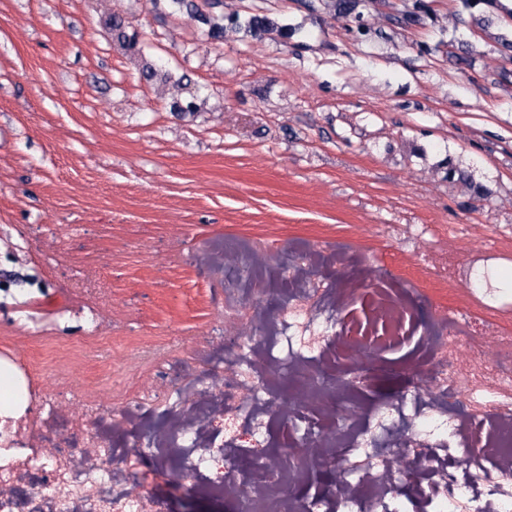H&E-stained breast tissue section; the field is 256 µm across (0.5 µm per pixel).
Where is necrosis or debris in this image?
Listing matches in <instances>:
<instances>
[{
    "mask_svg": "<svg viewBox=\"0 0 512 512\" xmlns=\"http://www.w3.org/2000/svg\"><path fill=\"white\" fill-rule=\"evenodd\" d=\"M340 263L320 249L298 251L289 274L276 282L292 302L288 314L261 334L226 342L207 381H186L182 364L169 360L184 341L128 349L124 363L156 366L154 394L127 391L109 378L76 381L87 362L112 361V323L100 293L85 289L96 326L53 355L49 385H41L35 360L36 351L49 346L46 337H27L23 355L5 361L20 395L0 411V447L9 452L0 464V512H167L156 495L131 491L126 460L109 442L113 434L150 448L157 467L177 461L194 491L228 496L238 512H512V336L491 322L451 311L426 323L430 355L390 406L400 415L413 411L414 426L395 436L386 414L377 413L385 436L377 462L364 460V435L335 442L337 353L369 335L396 340L404 318L402 304L382 298L365 332L328 335L313 312L344 304L340 291L318 285L321 272ZM274 339L290 347L289 365L274 355ZM488 339L498 347L489 363L483 360ZM463 344L477 369L457 362ZM282 369L292 383L285 398L269 385ZM107 403L108 421L101 413ZM272 409L291 456L242 464L240 449H225L224 433L244 420L255 441H263ZM399 448L410 451L408 471L416 479L410 497L398 490L393 462ZM339 461L355 471L341 489L326 493L312 485L308 463Z\"/></svg>",
    "mask_w": 512,
    "mask_h": 512,
    "instance_id": "necrosis-or-debris-1",
    "label": "necrosis or debris"
}]
</instances>
